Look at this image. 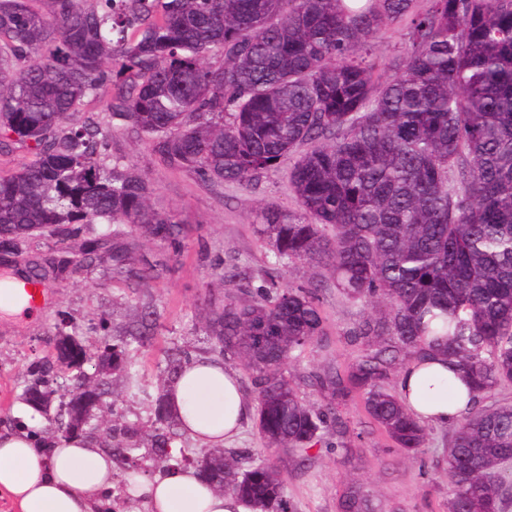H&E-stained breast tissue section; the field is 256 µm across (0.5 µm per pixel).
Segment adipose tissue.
Masks as SVG:
<instances>
[{
  "mask_svg": "<svg viewBox=\"0 0 512 512\" xmlns=\"http://www.w3.org/2000/svg\"><path fill=\"white\" fill-rule=\"evenodd\" d=\"M469 379L433 354L409 362L399 376L400 401L425 424L444 425L470 406ZM167 406L198 444L221 448L238 435L250 406L237 375L223 362L200 358L178 374ZM111 451L74 434L34 444L26 431L0 434V500L11 512H105L112 504ZM129 512H247L236 497L215 489L195 469L174 468L139 479Z\"/></svg>",
  "mask_w": 512,
  "mask_h": 512,
  "instance_id": "obj_1",
  "label": "adipose tissue"
}]
</instances>
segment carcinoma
I'll list each match as a JSON object with an SVG mask.
<instances>
[{
  "instance_id": "1",
  "label": "carcinoma",
  "mask_w": 512,
  "mask_h": 512,
  "mask_svg": "<svg viewBox=\"0 0 512 512\" xmlns=\"http://www.w3.org/2000/svg\"><path fill=\"white\" fill-rule=\"evenodd\" d=\"M408 25L401 71L383 78L374 39ZM219 57L222 65L207 61ZM113 87L112 126L131 130L165 163L204 182L248 186L290 160L297 208H260L254 231L273 265H321L336 296L371 309L346 333L356 354L304 383L282 365L325 335L318 289L269 272L224 293L204 332L218 359L252 371L257 428L270 449L307 455L345 449L336 405L355 394L410 457L427 426L399 399L395 374L442 349L466 369L474 406L452 422L444 461L448 512L512 507V0H0V144L33 159L0 172V252L27 251L41 235L78 241L88 263L112 243L111 273L135 275L124 241L178 245V215L150 205V185L110 153L111 131L71 117ZM70 260L31 262L44 284ZM65 358L30 369L21 399L40 414L68 373L98 362L128 371L126 347L92 352L73 338ZM94 401L61 411L68 433L91 436ZM178 424L156 400L148 437L112 425L102 441L128 458L150 444L161 463L194 464L169 445ZM253 512H295L275 466L249 450H217L201 467ZM340 512H373L349 489Z\"/></svg>"
}]
</instances>
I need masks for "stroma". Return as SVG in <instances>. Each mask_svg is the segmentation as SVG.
Masks as SVG:
<instances>
[{
  "mask_svg": "<svg viewBox=\"0 0 512 512\" xmlns=\"http://www.w3.org/2000/svg\"><path fill=\"white\" fill-rule=\"evenodd\" d=\"M408 46L403 23L385 26L375 39L373 59L378 72L394 75ZM111 152L132 160L146 174L156 209L178 214L184 228L181 249L175 252L160 242L142 247L143 259L135 268L141 271L146 263H154L147 279L110 278L102 258L48 282L44 299L32 313L0 310V429L11 426L16 417L34 429H47L44 418L28 408L20 395L29 366L48 354V338L60 322H68L69 333L93 349L105 338L127 342L139 391L126 396V379L114 378V413L120 420L145 424L153 418L169 357L182 349L195 358L210 353L204 315L223 306L226 289L223 278L213 277L212 264L222 263L225 276L270 270L292 287L307 284L311 277L303 264L273 268L268 246L252 229L257 210L265 204L295 209L287 166L264 172L246 187L214 185L200 181L192 171L166 165L128 130L113 132ZM321 288L329 347L310 346L296 368L300 374L331 360L346 366L352 349L345 332L364 314L362 306L337 298L330 281H323ZM339 414L349 427L351 452L347 455L316 447L310 460L303 461L269 450L252 415L234 445L252 449L256 457L278 466L297 512H339V502L353 484L371 498L376 512H448V478L438 464L447 446V427L428 428L424 459L436 461L437 466L425 474L421 461L393 449L367 414L362 397L340 406Z\"/></svg>",
  "mask_w": 512,
  "mask_h": 512,
  "instance_id": "obj_1",
  "label": "stroma"
}]
</instances>
